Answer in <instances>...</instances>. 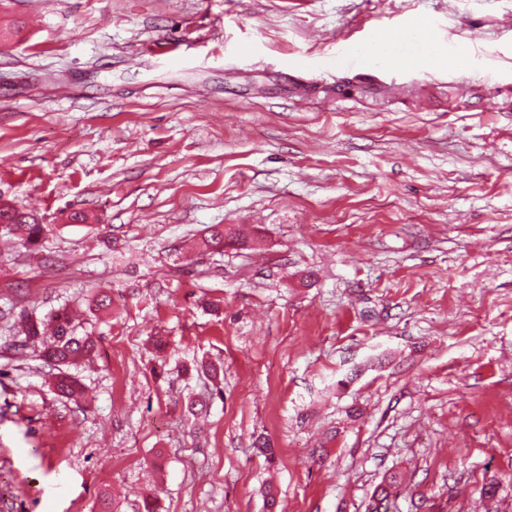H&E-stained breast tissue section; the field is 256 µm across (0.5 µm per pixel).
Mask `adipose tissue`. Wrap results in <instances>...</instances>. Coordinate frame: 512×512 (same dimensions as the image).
I'll return each mask as SVG.
<instances>
[{
	"label": "adipose tissue",
	"mask_w": 512,
	"mask_h": 512,
	"mask_svg": "<svg viewBox=\"0 0 512 512\" xmlns=\"http://www.w3.org/2000/svg\"><path fill=\"white\" fill-rule=\"evenodd\" d=\"M429 24L427 21H418L415 30L403 31L395 29L389 31L384 37L377 41L373 50H360L354 52L352 59L354 62L367 65L375 61L376 58H384L387 62L396 66H412V65H425L431 61L439 60L448 68L463 69L470 63V54L465 47H457L451 52H444L440 49L437 43L428 38ZM423 33L426 36L424 41L425 48L421 54L416 57H409L400 52V45L413 38L415 33Z\"/></svg>",
	"instance_id": "1"
}]
</instances>
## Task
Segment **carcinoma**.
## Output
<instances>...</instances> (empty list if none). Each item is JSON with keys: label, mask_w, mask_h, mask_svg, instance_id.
<instances>
[{"label": "carcinoma", "mask_w": 512, "mask_h": 512, "mask_svg": "<svg viewBox=\"0 0 512 512\" xmlns=\"http://www.w3.org/2000/svg\"><path fill=\"white\" fill-rule=\"evenodd\" d=\"M6 219V226L11 231L22 230L26 241L31 242L40 237L43 225L37 218L18 209L0 210V219ZM247 238V232L241 228L215 227L209 237L203 240L204 248L220 251L225 246L235 245ZM80 324L66 308H59L43 317L26 316L16 330V340L11 349L22 354L36 343L40 344V357L50 368L56 370L52 380L55 391L70 400L80 401L84 396V387L66 368L91 357L97 349L96 340L88 334L78 332Z\"/></svg>", "instance_id": "1"}]
</instances>
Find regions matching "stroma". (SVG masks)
Here are the masks:
<instances>
[{"instance_id":"obj_1","label":"stroma","mask_w":512,"mask_h":512,"mask_svg":"<svg viewBox=\"0 0 512 512\" xmlns=\"http://www.w3.org/2000/svg\"><path fill=\"white\" fill-rule=\"evenodd\" d=\"M421 16L469 68L337 64ZM1 204L0 512H512V0H0ZM6 215L8 216L7 218H5ZM2 218H5L7 221L6 226L9 227V231L22 230L27 234L26 243L40 237L43 232V225L38 222L33 214L28 212L20 211L19 209H15L13 213L9 210L4 212L0 206V223ZM225 227H214L210 236L203 240L204 248L220 251L224 249L225 245L239 244L247 238V232L244 229L236 228L235 225L227 226V229ZM80 323L68 309L59 308L43 317L27 315L16 330V340L11 349L17 354L36 343L40 344V357L50 368L57 370L52 384L55 391L67 399L80 401L84 387L65 371L71 365L90 358L97 349V342L87 333L80 335Z\"/></svg>"}]
</instances>
